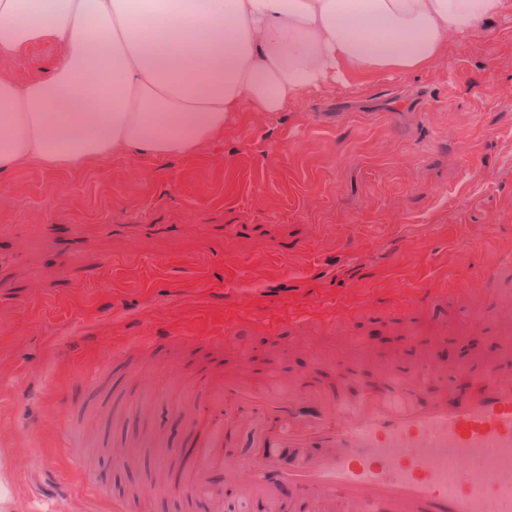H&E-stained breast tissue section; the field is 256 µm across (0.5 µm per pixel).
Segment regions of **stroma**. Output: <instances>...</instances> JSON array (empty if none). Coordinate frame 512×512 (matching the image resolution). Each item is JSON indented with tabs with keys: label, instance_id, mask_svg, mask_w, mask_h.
Returning a JSON list of instances; mask_svg holds the SVG:
<instances>
[{
	"label": "stroma",
	"instance_id": "1",
	"mask_svg": "<svg viewBox=\"0 0 512 512\" xmlns=\"http://www.w3.org/2000/svg\"><path fill=\"white\" fill-rule=\"evenodd\" d=\"M491 24L452 37L418 73L349 75L280 112H242L188 155L107 156L0 175V473L11 512H112L87 491L54 427L90 363L123 338L219 328L224 316L271 317L363 292L374 313L335 326L282 329L277 363L294 380L322 365L375 376L383 357L412 369L415 352L454 351L475 371L512 354V0ZM60 46L0 63L26 83L51 71ZM80 227L67 266L53 230ZM498 269L494 292L481 289ZM231 297H197L200 284ZM412 288L449 290L447 304L402 315ZM179 350L160 352L150 390L176 405ZM128 371L88 390L91 471L112 495L143 490L163 448L181 443L158 420L162 448L112 459L137 441L123 411Z\"/></svg>",
	"mask_w": 512,
	"mask_h": 512
}]
</instances>
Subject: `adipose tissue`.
I'll use <instances>...</instances> for the list:
<instances>
[{
    "mask_svg": "<svg viewBox=\"0 0 512 512\" xmlns=\"http://www.w3.org/2000/svg\"><path fill=\"white\" fill-rule=\"evenodd\" d=\"M506 0H0V60L61 46L53 72L0 76V173L192 153L244 110L279 112L352 73L419 72Z\"/></svg>",
    "mask_w": 512,
    "mask_h": 512,
    "instance_id": "1",
    "label": "adipose tissue"
}]
</instances>
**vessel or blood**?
<instances>
[{
    "label": "vessel or blood",
    "mask_w": 512,
    "mask_h": 512,
    "mask_svg": "<svg viewBox=\"0 0 512 512\" xmlns=\"http://www.w3.org/2000/svg\"><path fill=\"white\" fill-rule=\"evenodd\" d=\"M429 288L406 294L404 312L423 313ZM338 306L319 313L249 322L276 330L313 320L328 325ZM207 354L182 388L185 426L197 457L162 463L163 479L140 495L113 502V512H141L146 498L178 492L199 512H224V500L251 512H512V360L487 359L482 371L447 369L419 351L416 368L376 377L350 390L346 375L329 387L288 384L260 369L256 354L224 366L223 332L145 336L153 357L162 347ZM77 467L89 452L77 419L61 422ZM246 443L236 457L228 448Z\"/></svg>",
    "instance_id": "b4317fda"
}]
</instances>
